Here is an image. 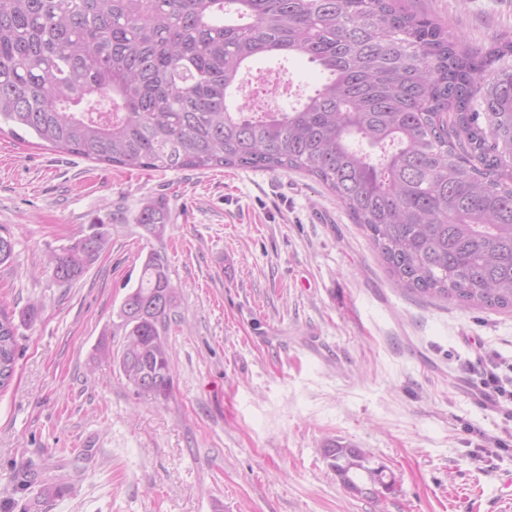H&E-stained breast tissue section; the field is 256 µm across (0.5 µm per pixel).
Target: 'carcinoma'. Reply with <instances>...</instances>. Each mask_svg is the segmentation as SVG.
Wrapping results in <instances>:
<instances>
[{
  "label": "carcinoma",
  "mask_w": 512,
  "mask_h": 512,
  "mask_svg": "<svg viewBox=\"0 0 512 512\" xmlns=\"http://www.w3.org/2000/svg\"><path fill=\"white\" fill-rule=\"evenodd\" d=\"M305 57L323 83L289 111L237 97L259 59ZM0 121L63 152L136 169L296 170L332 191L396 285L422 297L512 310V39L469 49L399 0H0ZM169 212L136 221L164 238ZM47 257L79 278L103 225ZM178 287L151 250L101 343L148 400L172 392L168 333ZM17 324L0 308V364ZM343 485L384 482L366 452L331 442ZM49 500L60 488L31 477Z\"/></svg>",
  "instance_id": "obj_1"
}]
</instances>
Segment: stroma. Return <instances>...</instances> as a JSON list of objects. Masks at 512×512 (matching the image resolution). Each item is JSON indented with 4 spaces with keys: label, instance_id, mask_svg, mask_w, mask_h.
<instances>
[{
    "label": "stroma",
    "instance_id": "1",
    "mask_svg": "<svg viewBox=\"0 0 512 512\" xmlns=\"http://www.w3.org/2000/svg\"><path fill=\"white\" fill-rule=\"evenodd\" d=\"M464 45L512 37V0H401ZM309 94L319 66L266 60ZM171 215L162 242L137 224ZM103 224L108 242L61 283L51 252ZM0 308L18 314V358L0 391V512H512V312L396 288L379 252L318 181L297 171H130L0 132ZM163 246L180 285L173 389L136 395L96 346L121 345L116 312ZM507 394L479 405L484 369ZM362 448L393 487L348 490L324 456ZM91 456L50 501L70 449ZM169 212L161 201H148L140 209L136 221L153 239L161 241L169 224Z\"/></svg>",
    "mask_w": 512,
    "mask_h": 512
}]
</instances>
